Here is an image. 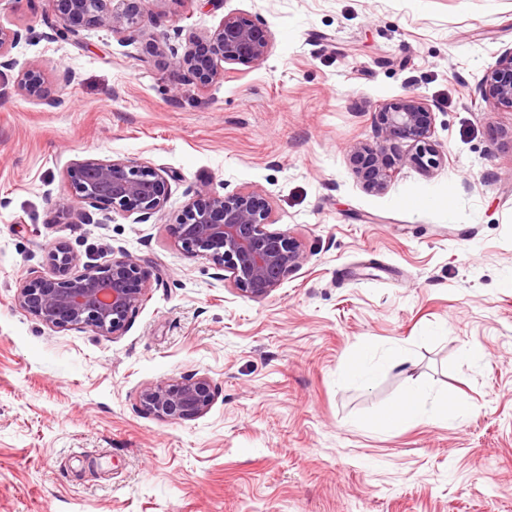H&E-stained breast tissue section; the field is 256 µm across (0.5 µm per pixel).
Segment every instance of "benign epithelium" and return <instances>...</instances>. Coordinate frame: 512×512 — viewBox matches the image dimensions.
<instances>
[{"label":"benign epithelium","mask_w":512,"mask_h":512,"mask_svg":"<svg viewBox=\"0 0 512 512\" xmlns=\"http://www.w3.org/2000/svg\"><path fill=\"white\" fill-rule=\"evenodd\" d=\"M65 26L51 27L53 39L77 38L85 28L106 29L129 42L140 37L145 17L144 0H49ZM22 37L21 30L0 24V67L10 66L7 54ZM271 48V35L254 21L227 15L214 33L190 34L183 52H166L155 40L146 52L166 55L168 67L183 82L207 85L226 64L253 65ZM18 94L57 108L63 99L52 93L42 70L34 65L16 81ZM478 92L497 104L512 108V50L501 53L488 67ZM433 112L427 100L410 95L384 104L376 116V138L383 142L409 139L417 147L415 160L438 167L443 157L430 141ZM349 163L369 191H381L388 182L382 152L364 144L353 149ZM173 171L157 169L135 158L79 161L68 179V194L57 204L65 219L90 218L89 209L135 216L146 223L162 215ZM271 209L258 194L221 195L200 185L174 225V239L189 256H203L216 270V278L241 296L263 301L289 274L306 262V251L296 237L269 229ZM54 274L33 270L19 283L14 300L23 311L46 326L63 331L90 328L104 335L121 334L143 302L152 271L128 253L104 265L80 264L70 248L58 243L49 252ZM215 393L204 376L184 377L144 386L141 408L168 421L192 420L212 407Z\"/></svg>","instance_id":"1"}]
</instances>
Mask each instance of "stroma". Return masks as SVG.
<instances>
[{"label": "stroma", "instance_id": "obj_1", "mask_svg": "<svg viewBox=\"0 0 512 512\" xmlns=\"http://www.w3.org/2000/svg\"><path fill=\"white\" fill-rule=\"evenodd\" d=\"M228 15L270 32L265 62L200 86L145 50ZM52 18L46 0H0L22 31L0 68V512H512V109L476 91L512 48V0H146L133 43L51 40ZM34 64L62 106L16 92ZM410 94L444 161L427 172L412 141L385 143L391 178L367 191L349 153ZM127 157L177 172L161 217L54 222L74 163ZM204 182L263 195L304 244L267 299L175 244ZM59 241L152 270L120 336L16 305ZM363 345L372 375L355 381ZM193 375L216 390L204 416L140 410L142 387ZM414 386L431 405L455 393L462 415L375 430Z\"/></svg>", "mask_w": 512, "mask_h": 512}]
</instances>
